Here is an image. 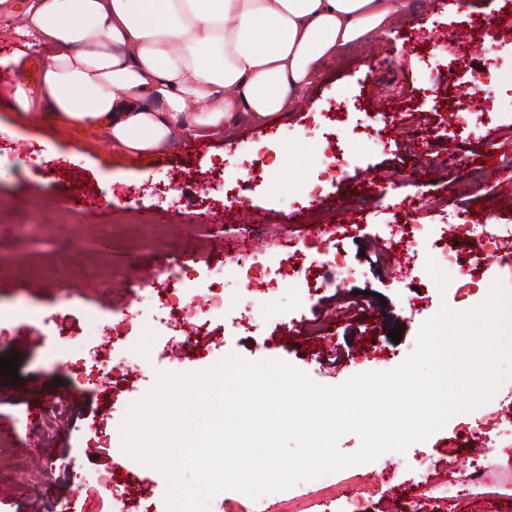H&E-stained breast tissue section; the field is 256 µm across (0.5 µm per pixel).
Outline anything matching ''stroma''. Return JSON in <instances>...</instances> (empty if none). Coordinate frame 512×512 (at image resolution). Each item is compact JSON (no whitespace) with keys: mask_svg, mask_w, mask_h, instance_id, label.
<instances>
[{"mask_svg":"<svg viewBox=\"0 0 512 512\" xmlns=\"http://www.w3.org/2000/svg\"><path fill=\"white\" fill-rule=\"evenodd\" d=\"M390 25L348 44L327 60L299 100L274 119L243 118L205 151L130 156L104 132L45 122L14 108V87L35 86L47 61L20 48L16 18L0 14V357L18 356V378L0 374V512H65L72 501L86 512H167V482L157 469L122 449L120 427L131 404L155 385L158 373L205 370L234 353L250 361L280 359L314 382L335 387L354 375L389 371L416 348L424 322L441 305L458 308L454 286L470 281L469 266L449 268L452 285L439 292L425 280L409 293L395 253L376 255L377 227L406 219L425 225L413 261L441 260L433 243L447 237L448 215L462 209L467 225L453 234L466 248L468 224L512 226V168L484 165L488 151L512 143V0H406ZM374 80H366L368 67ZM483 112L481 126H461V112ZM349 161L320 194L303 195L326 142ZM484 167L483 191L471 194L473 168ZM425 191L429 202L403 215L400 200ZM105 206L93 216L78 202ZM247 222L230 221L231 210ZM351 217L347 261L357 278L321 270V287L307 295L294 281L268 293L229 279L231 316L261 320L257 330L211 321L204 334L157 335L145 313L162 288L166 265L193 269L190 298L201 302L215 265L231 269L241 247H261L268 272L304 249L311 224ZM371 285L383 303L358 311L355 290ZM415 302L414 319L402 307ZM122 326L117 346L98 327ZM402 328L399 342L391 330ZM101 358L93 372L91 357ZM38 408L41 418L29 424ZM512 416V377L487 402L457 414L405 452H387L319 478L251 499L226 490L209 512H512V438L501 437L480 462L501 469L497 483L472 487L474 459L458 439L481 417ZM112 489L96 492L99 477ZM464 495L448 496L449 476Z\"/></svg>","mask_w":512,"mask_h":512,"instance_id":"35a3bbf8","label":"stroma"}]
</instances>
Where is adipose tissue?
I'll return each instance as SVG.
<instances>
[{
  "label": "adipose tissue",
  "mask_w": 512,
  "mask_h": 512,
  "mask_svg": "<svg viewBox=\"0 0 512 512\" xmlns=\"http://www.w3.org/2000/svg\"><path fill=\"white\" fill-rule=\"evenodd\" d=\"M396 0H0L50 58L18 111L104 130L137 155L188 126L272 117L318 62L384 28Z\"/></svg>",
  "instance_id": "ef3b65f1"
}]
</instances>
